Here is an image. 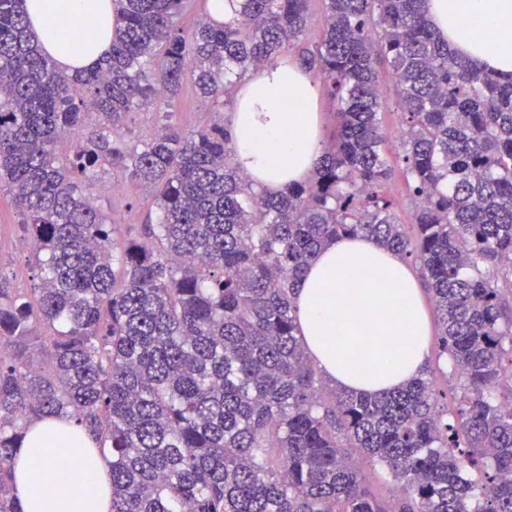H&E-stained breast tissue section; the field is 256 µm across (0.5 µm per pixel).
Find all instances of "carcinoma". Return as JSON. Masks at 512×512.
Instances as JSON below:
<instances>
[{"label": "carcinoma", "instance_id": "1", "mask_svg": "<svg viewBox=\"0 0 512 512\" xmlns=\"http://www.w3.org/2000/svg\"><path fill=\"white\" fill-rule=\"evenodd\" d=\"M186 2L112 0L109 54L69 73L25 0H0V188L38 267L32 288L0 283V512H22L14 466L46 415L110 456L112 512H512V79L453 52L427 0H321L314 41L310 0H238L190 32ZM293 53L337 127L309 178L276 194L238 165L225 125L173 118L185 81L230 108L242 79ZM392 102L411 237L386 192ZM146 109L161 126L133 145L127 117ZM108 168L155 192L137 237L96 205ZM343 236L419 264L453 405L426 376L383 396L328 388L295 289ZM351 448L390 472L392 497Z\"/></svg>", "mask_w": 512, "mask_h": 512}]
</instances>
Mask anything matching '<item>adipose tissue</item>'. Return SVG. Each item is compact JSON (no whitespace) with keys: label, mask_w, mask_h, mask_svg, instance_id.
<instances>
[{"label":"adipose tissue","mask_w":512,"mask_h":512,"mask_svg":"<svg viewBox=\"0 0 512 512\" xmlns=\"http://www.w3.org/2000/svg\"><path fill=\"white\" fill-rule=\"evenodd\" d=\"M30 29L59 66L97 65L112 40V0H27ZM428 16L456 53L484 70L512 77V0H428ZM81 31L89 41L66 44ZM233 121L236 159L266 189L304 180L321 154L320 87L290 60L242 83ZM302 342L325 378L376 395L415 378L430 325L420 287L403 258L361 236L322 249L295 296ZM16 461L14 492L24 512H110L108 458L75 421L46 416L27 430ZM51 489L39 494L36 480Z\"/></svg>","instance_id":"1"}]
</instances>
